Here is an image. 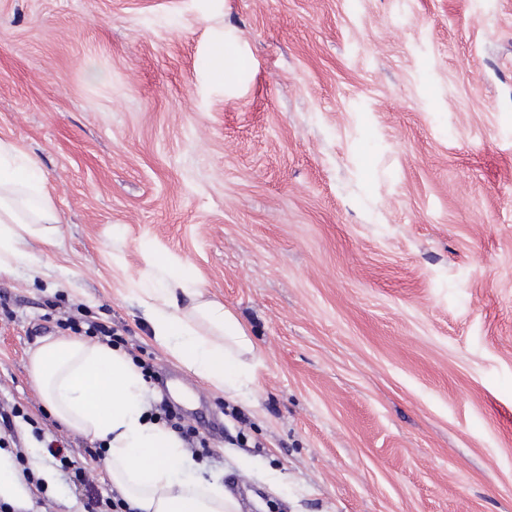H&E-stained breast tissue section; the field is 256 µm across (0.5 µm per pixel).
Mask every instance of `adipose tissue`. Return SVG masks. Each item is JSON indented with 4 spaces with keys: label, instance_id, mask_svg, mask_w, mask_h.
I'll return each instance as SVG.
<instances>
[{
    "label": "adipose tissue",
    "instance_id": "adipose-tissue-1",
    "mask_svg": "<svg viewBox=\"0 0 512 512\" xmlns=\"http://www.w3.org/2000/svg\"><path fill=\"white\" fill-rule=\"evenodd\" d=\"M61 218L37 161L0 140V275L38 271ZM137 299L157 344L214 390L239 394L255 350L222 302L207 299L189 266L145 256ZM31 379L67 427L106 448L105 468L131 512H240L180 435L151 418L148 380L128 351L79 337L45 339L30 353Z\"/></svg>",
    "mask_w": 512,
    "mask_h": 512
}]
</instances>
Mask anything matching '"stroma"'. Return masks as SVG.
Wrapping results in <instances>:
<instances>
[{
  "label": "stroma",
  "instance_id": "stroma-1",
  "mask_svg": "<svg viewBox=\"0 0 512 512\" xmlns=\"http://www.w3.org/2000/svg\"><path fill=\"white\" fill-rule=\"evenodd\" d=\"M0 139L63 220L37 280L0 278L30 512H87L65 469L96 468L91 442L29 353L89 320L241 512H512V0H0ZM147 253L240 320L243 396L154 342Z\"/></svg>",
  "mask_w": 512,
  "mask_h": 512
}]
</instances>
